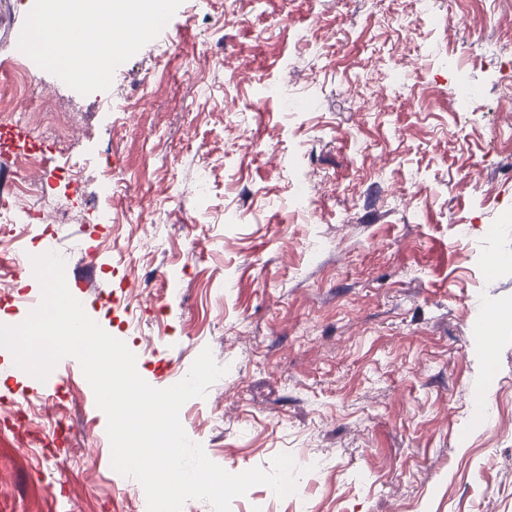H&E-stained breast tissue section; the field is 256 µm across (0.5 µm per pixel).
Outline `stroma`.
<instances>
[{"mask_svg": "<svg viewBox=\"0 0 512 512\" xmlns=\"http://www.w3.org/2000/svg\"><path fill=\"white\" fill-rule=\"evenodd\" d=\"M33 0H0V91L17 63L45 109L24 122L63 197L0 157L19 244L65 254L68 288L163 389L203 349L227 372L181 408L232 473L280 453L319 469L233 512H512V6L507 0H183L162 33L81 95L17 48ZM481 91L472 111L449 91ZM112 174L111 198L99 182ZM306 209H299L297 199ZM77 217L42 235L33 213ZM0 324L41 287L0 249ZM53 413L56 451L0 427V512H147L110 465L106 417L79 363L26 382L0 349V396ZM488 410L470 415L475 392Z\"/></svg>", "mask_w": 512, "mask_h": 512, "instance_id": "1", "label": "stroma"}]
</instances>
